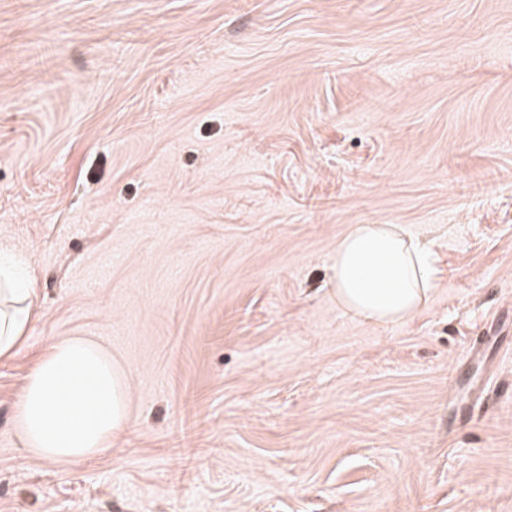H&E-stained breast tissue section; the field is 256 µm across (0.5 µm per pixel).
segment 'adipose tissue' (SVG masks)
<instances>
[{"label":"adipose tissue","instance_id":"1","mask_svg":"<svg viewBox=\"0 0 512 512\" xmlns=\"http://www.w3.org/2000/svg\"><path fill=\"white\" fill-rule=\"evenodd\" d=\"M331 270L338 308L373 325L413 319L433 289L423 249L397 224L351 225L336 241ZM33 314L32 291L0 274V358L21 345Z\"/></svg>","mask_w":512,"mask_h":512}]
</instances>
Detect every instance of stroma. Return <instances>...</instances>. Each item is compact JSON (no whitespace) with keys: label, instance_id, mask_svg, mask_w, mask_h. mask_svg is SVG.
<instances>
[{"label":"stroma","instance_id":"1","mask_svg":"<svg viewBox=\"0 0 512 512\" xmlns=\"http://www.w3.org/2000/svg\"><path fill=\"white\" fill-rule=\"evenodd\" d=\"M352 224L429 242L413 320L344 315ZM0 512H512V0H0ZM128 426L35 457L52 342ZM0 250V358L11 357L25 339L34 314L33 292L29 288H15L11 265L16 259L7 248Z\"/></svg>","mask_w":512,"mask_h":512}]
</instances>
